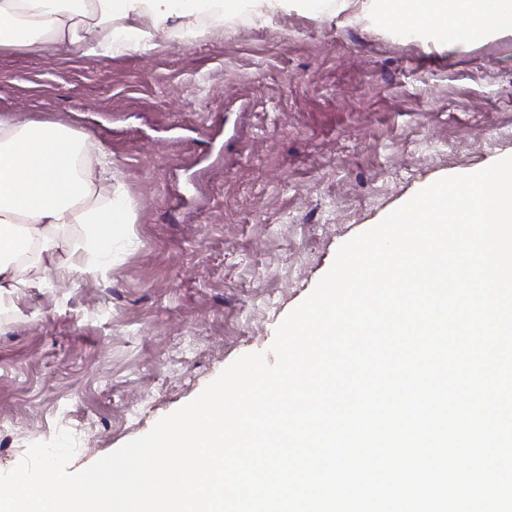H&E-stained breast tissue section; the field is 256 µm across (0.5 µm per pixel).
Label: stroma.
Instances as JSON below:
<instances>
[{
    "label": "stroma",
    "mask_w": 512,
    "mask_h": 512,
    "mask_svg": "<svg viewBox=\"0 0 512 512\" xmlns=\"http://www.w3.org/2000/svg\"><path fill=\"white\" fill-rule=\"evenodd\" d=\"M256 0L150 50L0 51V115L112 156L128 236L96 276L0 306V473L59 430L81 471L272 346L340 245L440 178L512 156V36L467 50Z\"/></svg>",
    "instance_id": "obj_1"
}]
</instances>
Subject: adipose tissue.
<instances>
[{"mask_svg":"<svg viewBox=\"0 0 512 512\" xmlns=\"http://www.w3.org/2000/svg\"><path fill=\"white\" fill-rule=\"evenodd\" d=\"M251 0H0V50L67 45L93 60L114 47L140 49L144 16L223 23ZM364 16L394 24L400 37L465 50L512 35V0H360ZM87 136L69 126L0 117V303L26 274L63 255L65 275H93L112 260L131 223L126 198L112 190V161L90 155ZM96 161V177L86 173Z\"/></svg>","mask_w":512,"mask_h":512,"instance_id":"ef3b65f1","label":"adipose tissue"}]
</instances>
